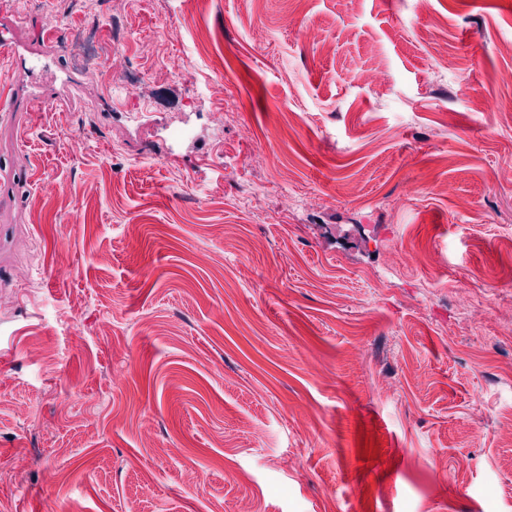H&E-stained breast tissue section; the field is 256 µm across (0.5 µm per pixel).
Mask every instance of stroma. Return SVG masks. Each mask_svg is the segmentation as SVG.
Masks as SVG:
<instances>
[{"label":"stroma","instance_id":"1","mask_svg":"<svg viewBox=\"0 0 512 512\" xmlns=\"http://www.w3.org/2000/svg\"><path fill=\"white\" fill-rule=\"evenodd\" d=\"M56 7L0 0L54 98L0 267V512H512V0ZM110 9L128 107L67 51Z\"/></svg>","mask_w":512,"mask_h":512}]
</instances>
